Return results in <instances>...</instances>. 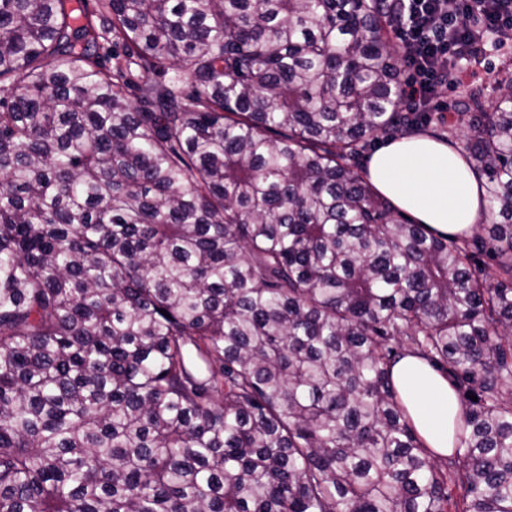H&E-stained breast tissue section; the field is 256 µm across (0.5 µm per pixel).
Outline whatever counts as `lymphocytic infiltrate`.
Here are the masks:
<instances>
[{"instance_id": "f902f5d3", "label": "lymphocytic infiltrate", "mask_w": 512, "mask_h": 512, "mask_svg": "<svg viewBox=\"0 0 512 512\" xmlns=\"http://www.w3.org/2000/svg\"><path fill=\"white\" fill-rule=\"evenodd\" d=\"M393 27L406 74L409 115L446 111L448 90L465 81L459 61L482 55L487 42L512 37V0H398Z\"/></svg>"}]
</instances>
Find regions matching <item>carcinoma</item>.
Segmentation results:
<instances>
[{
  "label": "carcinoma",
  "mask_w": 512,
  "mask_h": 512,
  "mask_svg": "<svg viewBox=\"0 0 512 512\" xmlns=\"http://www.w3.org/2000/svg\"><path fill=\"white\" fill-rule=\"evenodd\" d=\"M99 15L0 0V512H512V78L448 116L462 241L360 173L410 119L385 0ZM406 355L457 393L448 455ZM396 389L426 447L439 454L452 448V420L457 412L448 378L425 361L407 356L392 368Z\"/></svg>",
  "instance_id": "carcinoma-1"
}]
</instances>
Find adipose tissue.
<instances>
[{
	"instance_id": "ef3b65f1",
	"label": "adipose tissue",
	"mask_w": 512,
	"mask_h": 512,
	"mask_svg": "<svg viewBox=\"0 0 512 512\" xmlns=\"http://www.w3.org/2000/svg\"><path fill=\"white\" fill-rule=\"evenodd\" d=\"M366 177L398 209L439 234H471L485 211L479 182L461 152L423 133L380 145L369 159ZM392 378L426 447L447 453L457 411L447 377L407 356L393 366Z\"/></svg>"
}]
</instances>
